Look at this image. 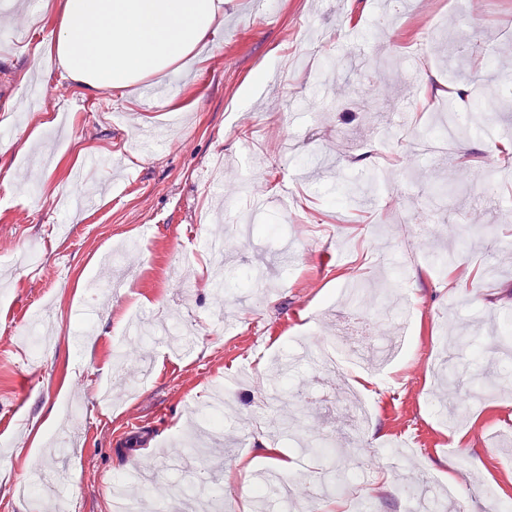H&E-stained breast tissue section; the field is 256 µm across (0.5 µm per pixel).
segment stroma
<instances>
[{
	"mask_svg": "<svg viewBox=\"0 0 512 512\" xmlns=\"http://www.w3.org/2000/svg\"><path fill=\"white\" fill-rule=\"evenodd\" d=\"M63 3L44 0L25 38L0 30V439L10 442L0 447V512H54L62 493L72 512H110L112 489L141 496L133 471L170 450L185 468L163 472L167 493L152 507L174 512L201 467L185 445L188 410L221 386L233 440L224 469L243 459L274 469L255 453L260 438L296 452L273 424L285 414L303 437L333 442V460L307 464L341 474L335 512H404L402 486L449 487L452 471L455 512H494L495 493L512 499V385L500 386L512 366L475 354L512 347L492 330L512 318V171L493 166L512 137L499 149L480 131L512 128L502 91L512 0H485L472 18L458 0L396 11L388 0H269L267 15L255 0H225L222 49L170 75L168 109L59 79L41 41ZM458 88L466 134L438 166L414 154L410 136L438 131L437 99ZM483 89L498 94L494 110ZM153 126L172 137L147 153L139 131ZM77 191L95 206L67 208ZM218 209L225 224L254 228L223 235L234 259L223 271L196 247L219 233ZM486 226L499 241L489 252ZM436 243L455 266L420 261ZM260 265L266 287L243 288L240 273ZM118 266L128 276L115 296ZM214 278L222 291L186 287ZM354 279L365 288L358 310L405 335L403 347L366 354L363 389L354 373L324 384L281 374L335 336ZM132 307L193 328L191 348L133 340L115 368ZM45 308L51 350L37 355L27 324ZM450 364L461 380L451 396L439 380ZM450 401L466 411L454 425L440 412ZM361 402L368 429L354 435Z\"/></svg>",
	"mask_w": 512,
	"mask_h": 512,
	"instance_id": "stroma-1",
	"label": "stroma"
}]
</instances>
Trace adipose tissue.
<instances>
[{"mask_svg":"<svg viewBox=\"0 0 512 512\" xmlns=\"http://www.w3.org/2000/svg\"><path fill=\"white\" fill-rule=\"evenodd\" d=\"M223 22L224 0H65L47 45L61 80L121 93L221 48Z\"/></svg>","mask_w":512,"mask_h":512,"instance_id":"ef3b65f1","label":"adipose tissue"}]
</instances>
